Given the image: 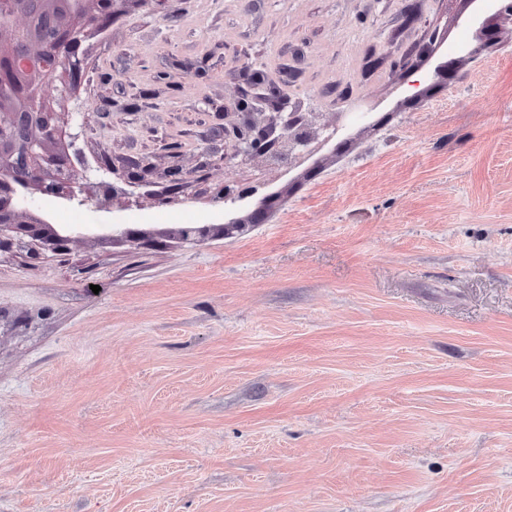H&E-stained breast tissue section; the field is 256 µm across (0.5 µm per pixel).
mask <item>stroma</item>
I'll use <instances>...</instances> for the list:
<instances>
[{
	"instance_id": "obj_1",
	"label": "stroma",
	"mask_w": 512,
	"mask_h": 512,
	"mask_svg": "<svg viewBox=\"0 0 512 512\" xmlns=\"http://www.w3.org/2000/svg\"><path fill=\"white\" fill-rule=\"evenodd\" d=\"M484 12L142 0L87 34L42 97L90 201L36 212L84 233L0 250V512H512V25ZM244 68L344 136L225 163ZM232 180L271 208L225 236Z\"/></svg>"
}]
</instances>
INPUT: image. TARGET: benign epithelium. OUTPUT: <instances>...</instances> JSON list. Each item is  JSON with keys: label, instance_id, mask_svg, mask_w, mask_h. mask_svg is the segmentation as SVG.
<instances>
[{"label": "benign epithelium", "instance_id": "benign-epithelium-1", "mask_svg": "<svg viewBox=\"0 0 512 512\" xmlns=\"http://www.w3.org/2000/svg\"><path fill=\"white\" fill-rule=\"evenodd\" d=\"M130 0H78L77 12L52 19L55 35L50 43L34 38L21 49L11 46L0 52V86L16 96L27 98L30 111L0 109V188L22 193L18 202L0 205V243L11 233H25L32 240L56 251L80 229H58L41 218L23 222L34 203L26 194L32 190L42 196L76 201L83 205V187L76 181L67 154L55 149L59 136L57 113L40 99L45 80L61 71L68 74L61 93L77 86L84 58L79 47L87 29L102 31ZM492 19L512 22V0H487ZM40 0H23L13 10L0 13V44L20 30L19 18H33ZM261 79L254 76L239 89L232 108L239 121L224 127V161L246 165L256 157L276 163L296 161L310 155L315 145L339 137L342 129L326 124L307 123L291 101L258 91ZM258 186L225 184L216 192L224 204V215L241 207L256 194Z\"/></svg>", "mask_w": 512, "mask_h": 512}]
</instances>
